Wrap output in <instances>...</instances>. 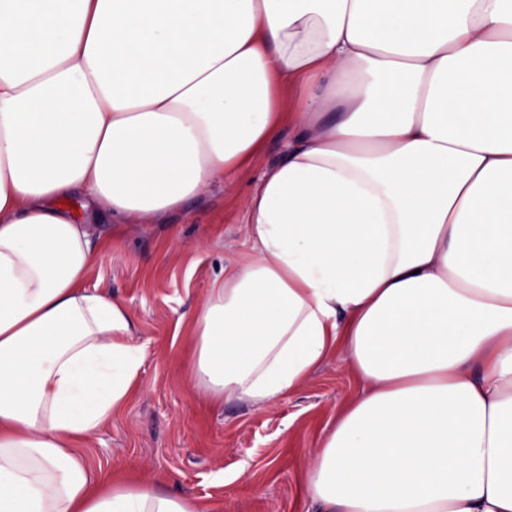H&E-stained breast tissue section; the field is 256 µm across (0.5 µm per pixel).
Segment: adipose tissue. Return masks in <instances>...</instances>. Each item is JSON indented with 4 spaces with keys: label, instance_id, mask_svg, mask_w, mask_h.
Masks as SVG:
<instances>
[{
    "label": "adipose tissue",
    "instance_id": "ef3b65f1",
    "mask_svg": "<svg viewBox=\"0 0 512 512\" xmlns=\"http://www.w3.org/2000/svg\"><path fill=\"white\" fill-rule=\"evenodd\" d=\"M285 122L200 398L271 407L343 349L321 512H512V0H0V512H220L80 452L144 346L61 202L151 224Z\"/></svg>",
    "mask_w": 512,
    "mask_h": 512
}]
</instances>
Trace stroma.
Returning a JSON list of instances; mask_svg holds the SVG:
<instances>
[{
	"mask_svg": "<svg viewBox=\"0 0 512 512\" xmlns=\"http://www.w3.org/2000/svg\"><path fill=\"white\" fill-rule=\"evenodd\" d=\"M290 134L281 126L224 186L150 229L120 227L99 243L102 259L87 285L125 304L146 356L135 398L84 450L93 467L136 474L222 512H311L303 460L361 388L344 352L268 409L237 400L206 405L189 377L188 322L225 262L244 252L243 200Z\"/></svg>",
	"mask_w": 512,
	"mask_h": 512,
	"instance_id": "stroma-1",
	"label": "stroma"
}]
</instances>
